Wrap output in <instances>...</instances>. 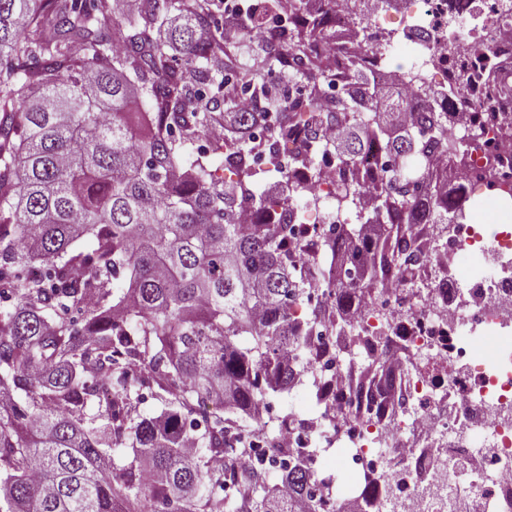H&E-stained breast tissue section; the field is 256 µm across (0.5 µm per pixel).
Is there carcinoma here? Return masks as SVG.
<instances>
[{"label": "carcinoma", "instance_id": "obj_1", "mask_svg": "<svg viewBox=\"0 0 512 512\" xmlns=\"http://www.w3.org/2000/svg\"><path fill=\"white\" fill-rule=\"evenodd\" d=\"M139 2L117 53L109 0L93 13L77 0H0V285L13 300L0 309V512H144L146 501L161 512H298L303 500L322 512L310 491L312 451L268 450L271 464L283 460L290 492L281 495L223 416H192L208 404L248 415L295 383L300 357H320L312 331L321 308L296 310L309 289L347 308L358 294L377 296L390 274L414 286L412 256L439 250L435 236L419 242L417 226L452 224L459 211L427 157L456 156L473 132L448 134L421 77H411L418 93L406 99L371 82L356 56L321 50L338 0L314 10L293 0L288 41L256 45L239 81L260 92L261 109L238 111L239 93L192 107L190 81L226 83L215 37H201L210 15L168 30L186 55L177 68L153 33L183 0ZM344 2L352 31L365 35L369 0ZM290 55L301 65L289 66ZM293 89L274 146L288 153V193L258 196L246 188L257 173L244 157L259 149L268 109ZM442 97L480 109L512 138V111L485 107L465 68ZM142 98L148 111L134 122ZM220 105L226 135L211 153L224 155L230 178L205 154L183 157ZM324 127L349 130L332 151V202L338 214L356 211L359 228L308 248L285 217L312 188L294 152L327 153ZM83 238L87 249L76 246ZM328 250L343 255L333 280L318 266ZM122 275L128 288L119 291ZM130 359L146 365L157 396H170L161 418L134 416ZM92 404L99 427L87 417ZM123 445L126 453H107ZM228 478L247 495L227 499Z\"/></svg>", "mask_w": 512, "mask_h": 512}]
</instances>
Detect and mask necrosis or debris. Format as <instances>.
<instances>
[{
	"mask_svg": "<svg viewBox=\"0 0 512 512\" xmlns=\"http://www.w3.org/2000/svg\"><path fill=\"white\" fill-rule=\"evenodd\" d=\"M459 28H449L446 0H402L391 13L373 15L375 28L395 24L393 40L372 37L360 55L372 74L399 62L402 74L448 82L451 57L467 58L475 83L512 61V13L499 0H469ZM499 156L497 180L512 181V144L487 133L479 146H465L457 161L462 220L450 226L448 275L435 285L437 302L406 301L389 279L379 301L358 310L360 336L351 347L369 349L389 330L398 371H385L380 386L356 395L342 384L344 367L320 359L308 368L330 384L314 410L311 433H300L263 403L261 416L290 447L307 448L312 432L326 431L336 451V472L367 475L363 512H512V273L488 264L487 251L512 256V225L485 224L484 206L506 205L493 186L480 182L487 156ZM310 169L316 203L295 206L297 229L312 235L339 223L321 212L336 188L334 156L317 155ZM340 418L329 430L327 417Z\"/></svg>",
	"mask_w": 512,
	"mask_h": 512,
	"instance_id": "4bbe7bcc",
	"label": "necrosis or debris"
}]
</instances>
